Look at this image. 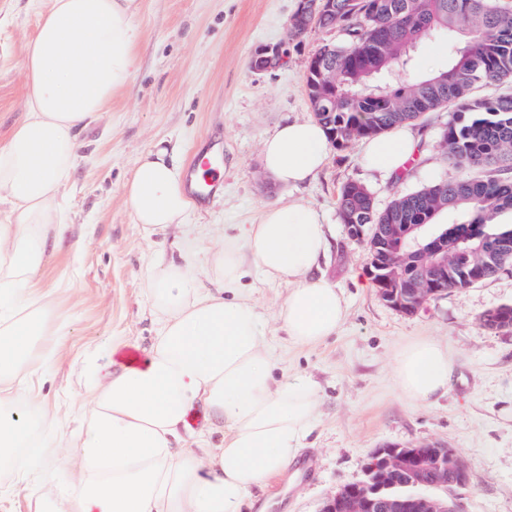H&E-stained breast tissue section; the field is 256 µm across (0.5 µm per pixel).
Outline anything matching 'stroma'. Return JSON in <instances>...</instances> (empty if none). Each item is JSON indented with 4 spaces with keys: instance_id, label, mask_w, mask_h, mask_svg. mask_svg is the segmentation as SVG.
Masks as SVG:
<instances>
[{
    "instance_id": "35a3bbf8",
    "label": "stroma",
    "mask_w": 512,
    "mask_h": 512,
    "mask_svg": "<svg viewBox=\"0 0 512 512\" xmlns=\"http://www.w3.org/2000/svg\"><path fill=\"white\" fill-rule=\"evenodd\" d=\"M296 0H139L137 69L111 107L84 130L78 149L76 187L61 207L67 217L62 248L45 263L44 287L54 289L57 311L71 317L70 333L56 351L50 379L28 411L39 429L75 425L92 402L99 367L112 358V339L147 347L155 322L146 293L151 267L178 257L184 241L219 250L237 225L258 223L264 208L296 198L317 209L332 247L321 275L344 296L345 323L317 347L289 342L279 314L284 284L259 272L243 281L266 341L284 376H306L321 388L320 415L304 455L308 478L287 471L269 482L259 499L268 512H322L337 489L363 480L369 454L397 445L430 443L458 449L468 461L469 481L456 489L461 512H512V330L490 331L479 323L489 309L512 304V266L493 278L429 301L415 313L390 306L379 294L364 246L349 240L337 199L354 181L372 194L378 209L436 179L455 175L454 163L436 145L452 121L451 109L426 114L408 128L416 150L404 179L367 170L362 140L332 149L321 174L299 191L281 189L260 165L263 139L289 119H309V58L323 45L339 44L338 31L288 34ZM48 0H0V141L26 116L28 87L22 60ZM277 46L280 65L252 71L254 49ZM161 140L183 146L184 161L207 152L224 169V185L203 206L192 205L185 224L166 236H146L134 224L122 186L139 155ZM432 339L448 349L452 373L445 395L414 404L394 384L398 354ZM54 455L64 473L0 464V512H34L39 499L76 489L79 469L67 440Z\"/></svg>"
}]
</instances>
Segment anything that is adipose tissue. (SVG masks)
Wrapping results in <instances>:
<instances>
[{"mask_svg":"<svg viewBox=\"0 0 512 512\" xmlns=\"http://www.w3.org/2000/svg\"><path fill=\"white\" fill-rule=\"evenodd\" d=\"M138 0H51L22 62L30 95L23 122L0 143V447L46 462L68 437L88 481L37 512H240L255 488L284 473L313 430L320 402L307 377L275 379L276 362L241 282L256 268L287 285L281 321L291 342L315 346L346 317L342 294L318 275L330 249L323 216L298 201L267 206L259 223L225 238L210 264L215 287L186 266L157 264L148 279L159 328L138 364L112 360L77 426L35 435L18 404L45 375L35 360L62 343L68 325L39 274L63 232L59 199L69 185L80 138L92 118L127 86L136 65ZM415 148L403 129L366 140L362 160L392 173ZM179 144L158 142L124 185L146 235L181 224L190 206ZM330 155L314 120L279 125L261 145L265 172L299 188ZM446 346L422 340L396 360L408 400L427 403L448 390ZM199 412V425L188 417ZM220 441L207 465L188 439Z\"/></svg>","mask_w":512,"mask_h":512,"instance_id":"ef3b65f1","label":"adipose tissue"}]
</instances>
